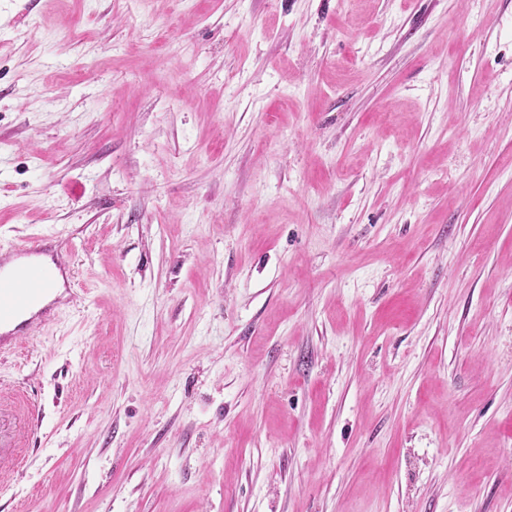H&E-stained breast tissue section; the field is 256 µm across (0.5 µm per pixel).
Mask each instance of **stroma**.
<instances>
[{
  "instance_id": "obj_1",
  "label": "stroma",
  "mask_w": 512,
  "mask_h": 512,
  "mask_svg": "<svg viewBox=\"0 0 512 512\" xmlns=\"http://www.w3.org/2000/svg\"><path fill=\"white\" fill-rule=\"evenodd\" d=\"M0 512H512V0H0ZM37 242L23 244L10 250H0V349H11L17 344V340L27 331L36 328L39 324H45L54 314V305L46 303L52 291L53 284L50 277L33 267L28 266L20 271L10 268L8 278L2 274L5 272L12 258L37 251ZM37 302L41 306L37 311L32 308ZM30 313L25 319L13 327L15 319Z\"/></svg>"
}]
</instances>
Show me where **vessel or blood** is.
<instances>
[{"label":"vessel or blood","instance_id":"b4317fda","mask_svg":"<svg viewBox=\"0 0 512 512\" xmlns=\"http://www.w3.org/2000/svg\"><path fill=\"white\" fill-rule=\"evenodd\" d=\"M37 243L0 250V349L13 348L27 331L50 320L53 304L47 298L53 284L50 277L33 267L8 271L12 258L37 251Z\"/></svg>","mask_w":512,"mask_h":512}]
</instances>
